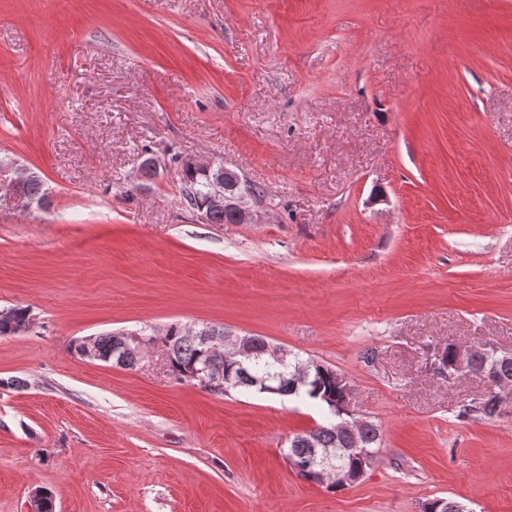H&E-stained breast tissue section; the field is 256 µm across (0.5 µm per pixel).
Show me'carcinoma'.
<instances>
[{"instance_id": "cac0c4a2", "label": "carcinoma", "mask_w": 512, "mask_h": 512, "mask_svg": "<svg viewBox=\"0 0 512 512\" xmlns=\"http://www.w3.org/2000/svg\"><path fill=\"white\" fill-rule=\"evenodd\" d=\"M27 198L39 207L48 204V193L40 176L35 175L23 186ZM211 191L210 177L203 172H188L181 189V197L186 209L201 208ZM11 321L0 320V336L15 334V327L28 322L32 318L31 310L23 306H12ZM125 336L110 333L96 337L100 357L105 362L133 368L137 360L127 354L123 348ZM170 371L181 381L190 382L211 393L212 384L197 376L196 371L212 356V346L205 343L197 334H191L180 326L170 327L163 337ZM256 355L250 364L240 367L235 360L226 356L211 363L210 377L221 380L242 379L239 388L249 389L250 381L262 379L267 385L275 388L273 394L293 396L307 400L315 405L327 408L334 414L328 398L341 397L342 391L336 378V369L325 366L308 368L309 361L302 360L291 354L285 363H277L265 353L270 342L261 336L252 337ZM470 369L486 374L490 389L469 411L485 418H495L501 414L498 407L499 383H512V359L504 361L495 354L476 353L472 356ZM341 418L318 424L289 440L288 452L294 466L299 468L297 474L304 480H311L313 473L321 470L318 449L333 448L336 452V471L331 475V486L345 489L338 475L359 466L370 468L376 460V448L380 446V433L376 425L370 421H362L355 433L340 427Z\"/></svg>"}]
</instances>
